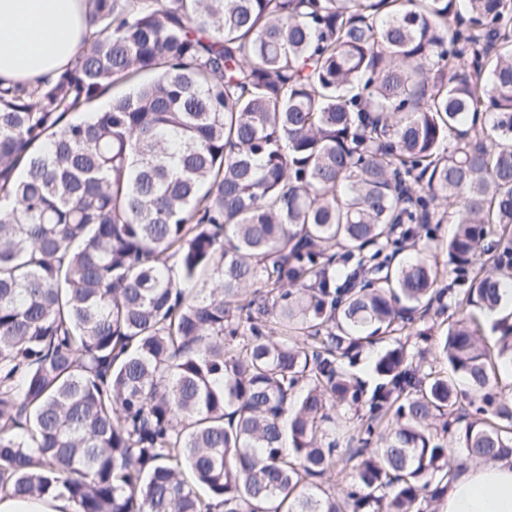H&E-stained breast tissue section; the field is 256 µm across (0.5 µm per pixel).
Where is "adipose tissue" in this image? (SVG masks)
I'll list each match as a JSON object with an SVG mask.
<instances>
[{"label":"adipose tissue","instance_id":"adipose-tissue-1","mask_svg":"<svg viewBox=\"0 0 512 512\" xmlns=\"http://www.w3.org/2000/svg\"><path fill=\"white\" fill-rule=\"evenodd\" d=\"M86 35L85 0H0V85L56 76ZM439 512H512V457L460 467Z\"/></svg>","mask_w":512,"mask_h":512}]
</instances>
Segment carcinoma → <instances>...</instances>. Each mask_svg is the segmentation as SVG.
I'll return each mask as SVG.
<instances>
[{"mask_svg":"<svg viewBox=\"0 0 512 512\" xmlns=\"http://www.w3.org/2000/svg\"><path fill=\"white\" fill-rule=\"evenodd\" d=\"M466 2L86 0L74 61L0 86L1 496L439 512L451 460L512 455L507 321L493 350L455 322L426 370L394 337L329 437L361 348L454 294L396 261L419 229L457 225L465 304L505 296L512 0Z\"/></svg>","mask_w":512,"mask_h":512,"instance_id":"carcinoma-1","label":"carcinoma"}]
</instances>
